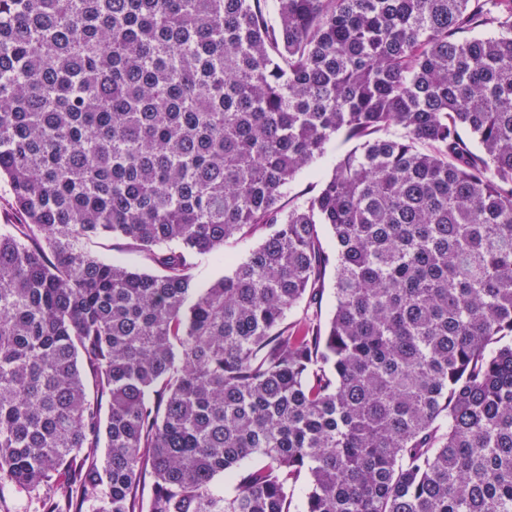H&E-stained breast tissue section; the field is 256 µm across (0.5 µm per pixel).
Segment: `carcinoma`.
<instances>
[{
  "label": "carcinoma",
  "mask_w": 512,
  "mask_h": 512,
  "mask_svg": "<svg viewBox=\"0 0 512 512\" xmlns=\"http://www.w3.org/2000/svg\"><path fill=\"white\" fill-rule=\"evenodd\" d=\"M277 14L0 0V497L512 512V0ZM330 265L328 322H288ZM353 146V143H346L341 137L332 140L327 146L325 154L312 165L311 172L308 170L302 171L288 185L283 202L288 203L289 200L301 201L309 196L321 179L331 174L339 158ZM93 253L104 259H119L127 266L141 270L151 271L153 267L139 253L132 251L126 240L121 237H107L94 240L90 246ZM230 269V264L217 263L204 259L192 270V274L198 283L205 284L223 276L225 273L229 272Z\"/></svg>",
  "instance_id": "obj_1"
}]
</instances>
